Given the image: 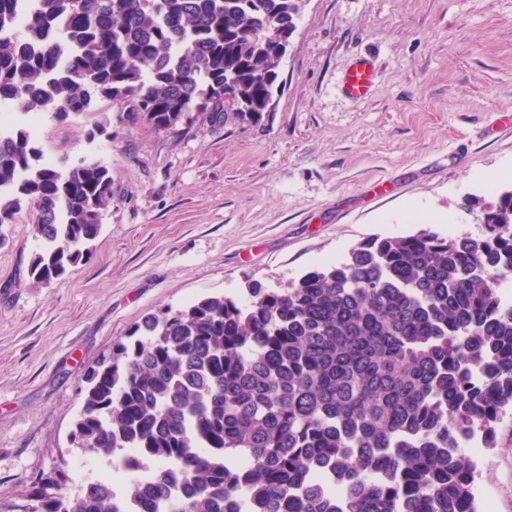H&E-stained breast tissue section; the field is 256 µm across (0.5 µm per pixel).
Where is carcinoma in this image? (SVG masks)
I'll return each instance as SVG.
<instances>
[{
  "mask_svg": "<svg viewBox=\"0 0 512 512\" xmlns=\"http://www.w3.org/2000/svg\"><path fill=\"white\" fill-rule=\"evenodd\" d=\"M297 0H0V103L65 119L126 100L159 129L188 112L261 116L278 24ZM112 199L99 160L46 162L21 124L0 128V224L35 211L37 284L90 260ZM480 237L430 227L373 237L341 260L247 298L163 308L91 368L72 435L132 479L70 500L37 481V512H476L462 448L497 447L512 406V191L468 197ZM247 457L246 468L234 461Z\"/></svg>",
  "mask_w": 512,
  "mask_h": 512,
  "instance_id": "cac0c4a2",
  "label": "carcinoma"
}]
</instances>
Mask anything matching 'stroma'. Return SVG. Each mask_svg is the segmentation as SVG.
Listing matches in <instances>:
<instances>
[{
	"label": "stroma",
	"mask_w": 512,
	"mask_h": 512,
	"mask_svg": "<svg viewBox=\"0 0 512 512\" xmlns=\"http://www.w3.org/2000/svg\"><path fill=\"white\" fill-rule=\"evenodd\" d=\"M359 58L375 84L355 101ZM277 83L257 121L228 105L158 129L103 98L41 120L44 160L102 161L112 199L91 259L47 286L26 273L31 211L0 225V512H33L31 484L57 470L69 498L105 474L131 491L70 433L85 373L146 314L244 297L376 235L479 234L463 198L512 191V0H302ZM498 441L474 495L512 512V427ZM346 95L353 100L365 99L374 85V66L367 58L356 60L343 80Z\"/></svg>",
	"instance_id": "1"
}]
</instances>
